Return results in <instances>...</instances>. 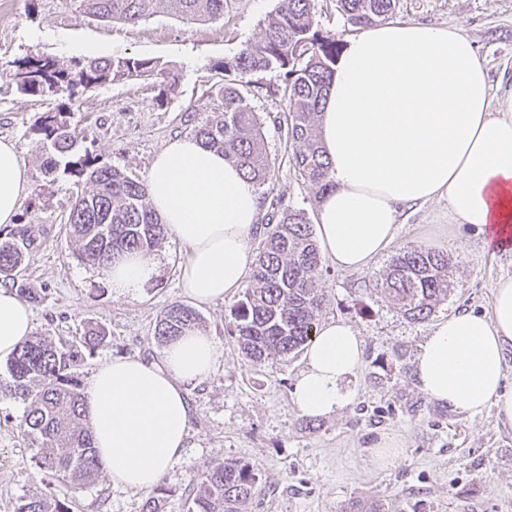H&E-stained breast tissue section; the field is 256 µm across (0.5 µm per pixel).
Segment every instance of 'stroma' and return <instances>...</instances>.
<instances>
[{"instance_id":"35a3bbf8","label":"stroma","mask_w":512,"mask_h":512,"mask_svg":"<svg viewBox=\"0 0 512 512\" xmlns=\"http://www.w3.org/2000/svg\"><path fill=\"white\" fill-rule=\"evenodd\" d=\"M279 4L228 0L216 20L189 24L172 9L131 26L95 21L73 0H0V138L15 142L31 181L27 206L16 225L0 228V239L25 243L20 276L41 297L33 307L36 333L60 343L74 341L90 322L107 329V341L82 363L81 381L115 357L160 358L154 325L166 306L185 300L178 282L187 251L165 237L157 250L162 273L137 297L115 296L96 282L94 269L77 260V245L65 233L72 204L89 186L59 172L46 174L32 127L55 102L21 93L15 73L32 57L67 63L137 56L165 67L176 79L175 92L133 78L75 95L71 124L78 149L99 165L144 180L160 151L192 135L195 122L219 104L214 63L259 40L264 20ZM393 18L460 29L477 46L493 91L512 87V0H399ZM258 81L247 97L264 121L272 162L258 189L261 202L303 210L316 221L319 200L290 166L292 148L278 124L286 110L279 80L263 73ZM413 245L446 252L454 284L422 322L408 319L368 286L369 275ZM502 277H512V248L494 249L475 230L449 223L444 200L404 210L392 246L368 269L347 271L325 262L317 320L345 321L363 338L365 353L348 382L352 403L321 417L302 415L292 401L302 356L254 365L241 353L231 333L237 295L200 307L199 330L215 337L221 358L190 392L188 447L162 479L170 492L167 512H185L184 490L214 462L231 459L257 473L248 512H512V426L492 405L472 415L430 401L413 374L434 325L456 313L490 312L494 284ZM22 414L20 404L0 400V512H17L25 497L46 491L73 512H141L145 493L113 488L108 477L83 489L45 477L20 427ZM383 435L399 437L403 447L392 465L377 468L368 446Z\"/></svg>"}]
</instances>
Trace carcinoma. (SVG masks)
Returning <instances> with one entry per match:
<instances>
[{"mask_svg": "<svg viewBox=\"0 0 512 512\" xmlns=\"http://www.w3.org/2000/svg\"><path fill=\"white\" fill-rule=\"evenodd\" d=\"M336 2L349 24L364 29L391 17L398 0ZM77 4L98 20L135 25L173 5L189 23L215 20L224 15L227 0H77ZM341 51V39L318 27L314 0H281L257 42L215 65L222 75L221 102L194 126V137L223 152L255 185H263L270 172L263 121L251 109L243 88L251 84L249 76L276 73L283 78L287 99L283 124L292 146L290 164L315 196L322 197L333 182L331 162L318 133L320 105ZM133 76L160 79L170 91L176 87L175 79L155 61L138 57L69 64L37 59L16 74L25 94L68 98L43 113L34 132L47 154V173L61 168L92 184V190L72 205L66 230L79 243L78 260L95 269L125 253L154 252L167 233L151 206L147 181L99 166L87 152L78 154L70 129L76 87L93 88ZM23 262L22 249L11 239H1L0 282L15 288L20 298L35 301L34 290L18 278ZM322 271V256L306 214L273 207L254 263V285L231 311L232 334L247 360L260 364L269 358L286 359L310 342L323 302ZM369 286L387 293L410 319L425 320L448 297V254L412 246ZM200 322L195 308L172 303L160 312L154 335L166 344ZM105 340L106 330L98 324L87 325L82 336L69 344L32 336L9 359L10 381L0 384L1 400L23 405L21 426L37 448L38 467L48 477L77 488L97 485L102 474L77 370L85 353H93ZM255 486L252 467L236 460L219 461L188 488L184 507L186 512H245ZM167 502V489L159 484L146 497L141 512H166ZM18 512H70V508L51 494H41L28 498Z\"/></svg>", "mask_w": 512, "mask_h": 512, "instance_id": "obj_1", "label": "carcinoma"}]
</instances>
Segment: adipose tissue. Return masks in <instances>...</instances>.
I'll return each mask as SVG.
<instances>
[{"mask_svg": "<svg viewBox=\"0 0 512 512\" xmlns=\"http://www.w3.org/2000/svg\"><path fill=\"white\" fill-rule=\"evenodd\" d=\"M332 163V190L319 200L321 244L341 269H365L392 244L401 206L447 200L451 223L512 235V89L493 93L483 59L459 29L417 22L378 25L347 41L319 117ZM152 207L188 249L183 295L213 304L239 288L254 263L250 238L261 200L221 152L193 137L157 155L148 177ZM30 192L26 163L0 139V226L15 223ZM157 253L100 270L120 297H134L159 274ZM34 330L33 313L0 286V360ZM512 346V278L497 280L490 313L435 324L414 374L431 401L473 414L495 406L512 424L503 388ZM214 337L197 330L167 343L159 360L116 358L85 388L96 449L116 488L147 492L183 456L189 392L218 365ZM364 342L341 321L319 327L306 350L293 401L309 417L351 401L342 381L362 364Z\"/></svg>", "mask_w": 512, "mask_h": 512, "instance_id": "ef3b65f1", "label": "adipose tissue"}]
</instances>
